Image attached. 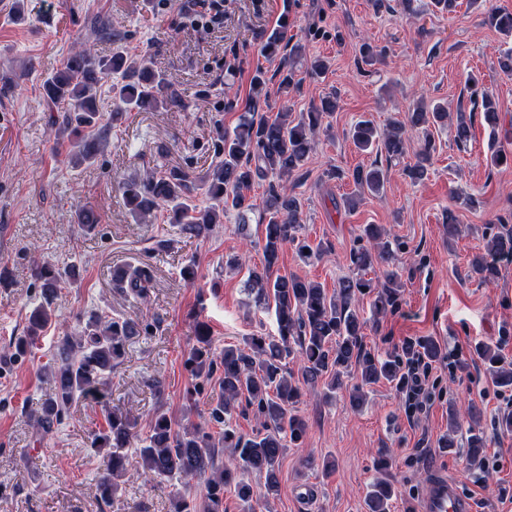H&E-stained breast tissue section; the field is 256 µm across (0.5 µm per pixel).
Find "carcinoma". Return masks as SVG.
I'll return each instance as SVG.
<instances>
[{"label":"carcinoma","instance_id":"cac0c4a2","mask_svg":"<svg viewBox=\"0 0 512 512\" xmlns=\"http://www.w3.org/2000/svg\"><path fill=\"white\" fill-rule=\"evenodd\" d=\"M487 24L506 38L512 37V12L493 9ZM102 37L113 39L117 46L109 57H101L88 48H80L70 56L62 69L44 83L47 98L63 112L55 131V140L68 145L70 159L78 165L91 164L106 141L107 129L99 125L100 112L95 88L105 77L117 79L112 84L113 116L123 112H147L183 105L166 75L158 70L151 57L130 53L122 39L112 37V28L103 23ZM262 49L278 56V90L288 92L296 86L294 64L305 55L300 41L284 42L282 28L262 34ZM265 72L258 69L251 79L252 95L244 105V115L233 130L217 129L220 160L199 181L190 180L178 166H164L146 173L139 182L123 184V194L131 213L142 218L164 209L172 224L188 238H200L223 223L224 211L237 213L239 223H248L249 214L257 207L250 195L256 180L273 174L287 178L303 167L315 149L323 130V119L334 112L336 104L328 97L321 99L298 118L278 112L273 117L255 118L259 95L266 87ZM470 90L471 112L483 110V117L494 136L509 138L512 127L501 123L490 94L473 75ZM472 116L455 114L440 104L417 105L406 120L398 121L384 131L370 120H361L350 129L353 144L361 151L378 150L389 160L406 153L408 130L428 131L453 123L454 141L458 148L467 146L471 137ZM434 147L426 141L406 169L414 181L424 180L431 165ZM356 193L344 199L354 208L356 198L378 196L384 192L386 171L377 163L357 166L347 173ZM203 194L211 204L205 208L195 204ZM269 220L264 227L262 269L249 272L245 290L255 306L274 310L277 333L252 335L239 346H229L220 353L211 349V339L204 325H197L196 343L184 360L192 379L190 393L201 394L214 375H219V395L207 415L198 423L180 424L163 408L155 409L146 436L139 439V465L151 480H177L181 489L174 494L173 512H224V491L231 490L246 512L269 502L279 493V468L287 444L296 445L305 433L304 421L295 413L301 396L299 381L323 382L325 396L333 398L342 379L352 373L360 378L349 395L350 405L362 407L367 400L364 387L386 381L402 387L408 363L416 353L435 360L441 345L432 338L409 342L399 350L380 356L364 344L366 320L358 310V301L370 296L377 314L383 315L399 301V274L384 269L376 277L368 276L393 260V243L381 224H366L358 236L359 246L351 252L352 275L343 278L333 292L321 283L300 276L279 274L280 259L286 246L295 247L299 258L310 262L321 257V246H312L303 237L302 202L294 194L273 189L264 203ZM501 227L488 228L482 252L470 261L469 272L480 280L499 277L500 263L512 259V228L508 220L499 219ZM34 275L40 283L38 304L28 316L26 333L12 339L8 350L0 355V363L11 366L22 361L36 346L41 332L52 322L54 305L62 288L77 280V267L57 268L46 262H35ZM131 295L139 303L150 302L151 271L146 267H128L122 272ZM151 324L138 319L116 320L97 310L82 316L81 330L62 337L42 374L51 382V391L30 420L39 436L50 434L54 426L70 413L74 403L91 400L107 403L112 370L123 362L130 341L149 333ZM479 357L502 387H512V363L488 345L478 348ZM252 409L260 428L250 435L232 427L233 414L240 404ZM468 448L472 460L479 459L487 438L480 426L476 409H466ZM219 431L214 433L212 428ZM461 427L460 410L448 407V436L442 447L451 449L457 442L454 434ZM136 420L127 414L109 411L106 428L94 434L93 447L99 449L104 471L98 484L101 500L108 506L122 496L117 478L126 469L127 449L135 434ZM218 448L230 449L227 462L218 466ZM262 479L263 492H258L246 476ZM395 491L391 484L378 480L365 498L366 512H390Z\"/></svg>","mask_w":512,"mask_h":512}]
</instances>
